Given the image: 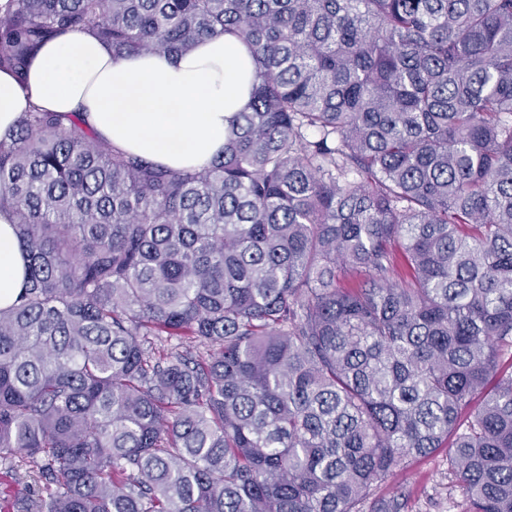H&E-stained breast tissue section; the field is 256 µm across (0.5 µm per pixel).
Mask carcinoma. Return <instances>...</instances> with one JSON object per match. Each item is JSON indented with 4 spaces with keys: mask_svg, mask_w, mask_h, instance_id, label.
Here are the masks:
<instances>
[{
    "mask_svg": "<svg viewBox=\"0 0 512 512\" xmlns=\"http://www.w3.org/2000/svg\"><path fill=\"white\" fill-rule=\"evenodd\" d=\"M70 32L256 82L195 171L81 112L0 139L8 512H402L445 446L512 512V0H0V68ZM14 217L0 212V306L9 303L23 279V259L13 232Z\"/></svg>",
    "mask_w": 512,
    "mask_h": 512,
    "instance_id": "obj_1",
    "label": "carcinoma"
}]
</instances>
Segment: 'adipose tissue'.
<instances>
[{
    "mask_svg": "<svg viewBox=\"0 0 512 512\" xmlns=\"http://www.w3.org/2000/svg\"><path fill=\"white\" fill-rule=\"evenodd\" d=\"M254 71L247 48L221 35L179 53L113 58L111 47L86 34L44 44L26 81L0 70V138L24 112L84 113L115 146L173 170L197 169L220 155L224 132L250 101ZM14 218L0 212V306L23 279Z\"/></svg>",
    "mask_w": 512,
    "mask_h": 512,
    "instance_id": "1",
    "label": "adipose tissue"
}]
</instances>
